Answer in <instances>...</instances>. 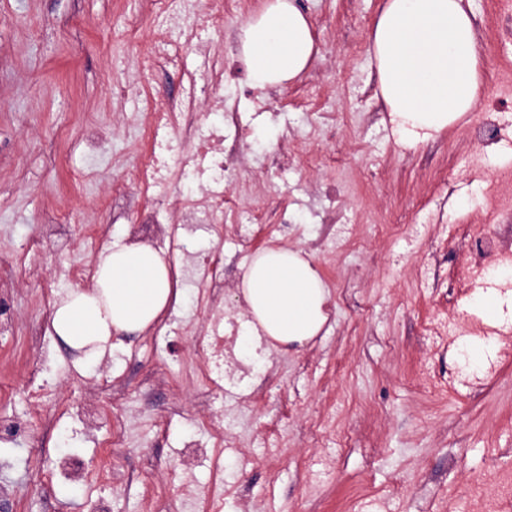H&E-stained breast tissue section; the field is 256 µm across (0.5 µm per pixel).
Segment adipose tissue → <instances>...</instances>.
Listing matches in <instances>:
<instances>
[{"label":"adipose tissue","instance_id":"obj_1","mask_svg":"<svg viewBox=\"0 0 512 512\" xmlns=\"http://www.w3.org/2000/svg\"><path fill=\"white\" fill-rule=\"evenodd\" d=\"M472 0H384L370 34V61L397 143L413 148L475 111L484 79ZM315 51L296 0H265L243 28L240 55L251 85L263 90L303 74ZM97 286L74 290L51 326L71 349L112 353L113 332L139 335L172 301L170 269L148 245L114 241L97 258ZM242 294L249 338L282 344L317 336L328 290L302 251L268 248L247 266Z\"/></svg>","mask_w":512,"mask_h":512}]
</instances>
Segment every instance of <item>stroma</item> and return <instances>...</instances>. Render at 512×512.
Masks as SVG:
<instances>
[{
  "mask_svg": "<svg viewBox=\"0 0 512 512\" xmlns=\"http://www.w3.org/2000/svg\"><path fill=\"white\" fill-rule=\"evenodd\" d=\"M224 31L198 30L169 43L164 26L144 29L151 0H0V259L13 267L0 299L14 317L0 331V414L38 431L0 445V485L13 492L0 512H151L138 483L77 487L52 474L57 441L88 472L112 459L123 472L153 474L164 512H196L181 485L207 487L224 473V512H469V499L500 472L512 473V363L486 389L461 376L464 353L426 331L435 318L478 323L477 292L505 303L498 336L512 337V277L458 284L457 250L470 224L490 225L512 244V200L490 211L487 193L512 173V0H473L484 71L482 98L434 140L396 143L369 65V36L382 0H299L316 53L297 80L258 90L245 75L224 80V109L261 130L225 151L224 235L195 236L224 254V288L236 291L263 248L312 255L329 290L328 320L303 345L266 347L252 361L268 379L263 405L246 385L205 397L193 338L208 288L182 263L187 299L164 321L176 335H114L100 361L80 359L52 334L42 291L76 288L69 271L96 260L114 239L132 240V209L153 207L165 239L181 214L186 181L141 186L147 100L189 101L206 113L202 88L223 62L241 64L240 38L262 0H223ZM168 45L173 64L139 69L148 44ZM494 139L477 135L481 121ZM270 223L247 247L232 243L246 213ZM292 223L280 233L275 219ZM105 229L101 238L84 233ZM40 332L52 363L36 372ZM126 385L114 400L111 382ZM128 435L110 447L112 416ZM215 415L240 456L195 432ZM166 426L157 435L151 423Z\"/></svg>",
  "mask_w": 512,
  "mask_h": 512,
  "instance_id": "35a3bbf8",
  "label": "stroma"
}]
</instances>
